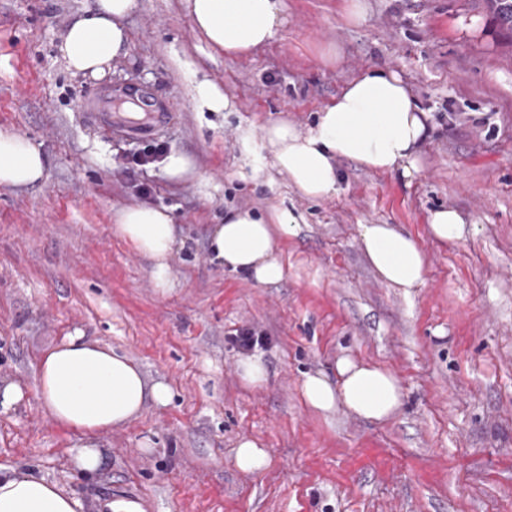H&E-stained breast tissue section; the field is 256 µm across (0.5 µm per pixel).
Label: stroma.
Segmentation results:
<instances>
[{"instance_id":"stroma-1","label":"stroma","mask_w":512,"mask_h":512,"mask_svg":"<svg viewBox=\"0 0 512 512\" xmlns=\"http://www.w3.org/2000/svg\"><path fill=\"white\" fill-rule=\"evenodd\" d=\"M284 25L243 57L215 53L185 0H138L128 55L101 77L76 75L58 52L95 0H0V131L47 158L43 180L0 186V466L57 482L85 503L125 496L146 512H512V50L476 0H282ZM197 63L233 97L232 112L196 111ZM399 73L430 130L413 179L341 159L336 195H301L287 174L254 178L238 141L244 125L285 118L299 130L348 82ZM154 89L175 119L143 139L107 132L81 112L106 87ZM184 154L192 172L161 164L129 176L144 147ZM147 185L140 196L138 185ZM168 208L178 242L171 287L119 238L113 211ZM279 207L297 220L279 239L284 279L257 283L213 260L211 232L233 210ZM453 208L468 232L436 240L432 211ZM364 224L413 234L428 261L410 294L387 286L360 248ZM265 333L268 377L245 386L241 329ZM136 362L173 391L133 423L101 433L96 477L75 471L77 432L36 398L41 355L64 336ZM344 357L393 374L403 402L376 423L304 402V374H334ZM269 455L238 469L240 440Z\"/></svg>"}]
</instances>
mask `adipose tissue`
Returning <instances> with one entry per match:
<instances>
[{"label":"adipose tissue","mask_w":512,"mask_h":512,"mask_svg":"<svg viewBox=\"0 0 512 512\" xmlns=\"http://www.w3.org/2000/svg\"><path fill=\"white\" fill-rule=\"evenodd\" d=\"M136 6L137 0H96L90 14L77 18L59 45L69 70L100 75L126 55L129 38L124 21ZM187 8L208 45L230 56L266 45L284 23L280 0H187ZM428 120L399 73L373 68L349 82L307 131L277 121L259 132L251 126L240 128L239 141L247 155L254 139H261L271 156L270 164L252 165V176H261L270 167L287 173L304 196L323 198L339 189L336 161L340 158L413 178L419 171L416 156L427 136ZM46 165L42 152L28 140L0 132V186L36 184ZM112 222L119 237L151 260L156 286L168 287V259L177 242L168 210L131 205L115 211ZM296 224L289 213L275 208L259 217L235 211L216 225L210 246L231 271L275 284L285 275L275 253L276 240L294 234ZM361 243L372 268L388 286L407 292L424 283L426 255L410 233L391 224H365ZM301 394L307 406L323 417L342 407L371 422L390 418L403 397L397 378L389 372L347 358L338 362L336 378L305 375ZM38 396L52 419L85 435L72 461L76 469L93 473L103 462L93 435L134 422L147 403L167 405L173 394L164 383H148L128 357L78 331L43 355ZM83 508L79 498L56 482L0 469V512H82Z\"/></svg>","instance_id":"obj_1"}]
</instances>
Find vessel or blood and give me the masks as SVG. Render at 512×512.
<instances>
[{"mask_svg":"<svg viewBox=\"0 0 512 512\" xmlns=\"http://www.w3.org/2000/svg\"><path fill=\"white\" fill-rule=\"evenodd\" d=\"M84 108L95 110L97 120L109 129L131 137H148L170 121L172 112L156 100L155 92L113 89L87 97Z\"/></svg>","mask_w":512,"mask_h":512,"instance_id":"1","label":"vessel or blood"}]
</instances>
